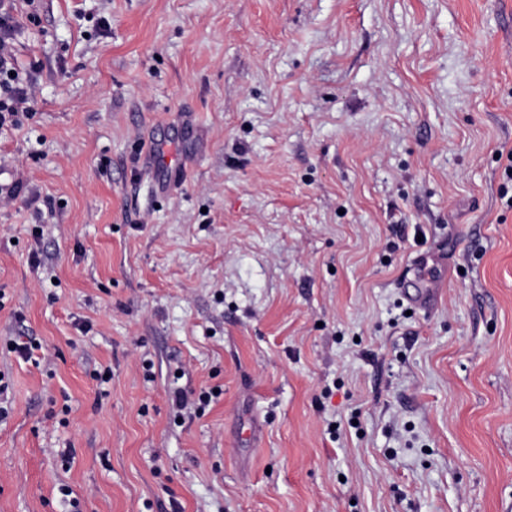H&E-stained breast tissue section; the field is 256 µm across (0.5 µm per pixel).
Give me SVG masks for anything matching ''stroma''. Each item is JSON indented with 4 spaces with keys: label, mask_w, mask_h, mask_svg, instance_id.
Returning <instances> with one entry per match:
<instances>
[{
    "label": "stroma",
    "mask_w": 512,
    "mask_h": 512,
    "mask_svg": "<svg viewBox=\"0 0 512 512\" xmlns=\"http://www.w3.org/2000/svg\"><path fill=\"white\" fill-rule=\"evenodd\" d=\"M11 7L0 512H512V0ZM0 2V129L17 126L19 114H29L35 102L34 87L16 65L14 43L20 26L9 9Z\"/></svg>",
    "instance_id": "1"
}]
</instances>
